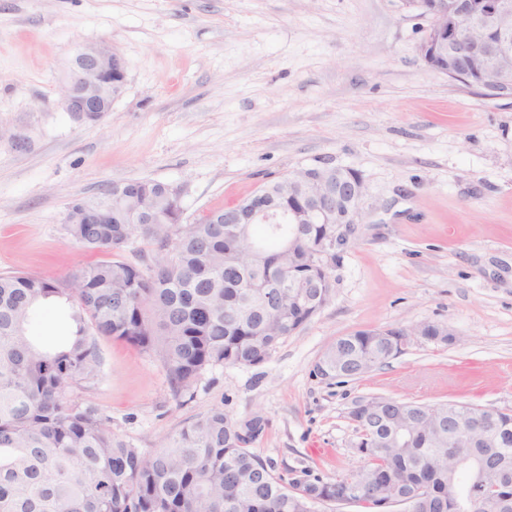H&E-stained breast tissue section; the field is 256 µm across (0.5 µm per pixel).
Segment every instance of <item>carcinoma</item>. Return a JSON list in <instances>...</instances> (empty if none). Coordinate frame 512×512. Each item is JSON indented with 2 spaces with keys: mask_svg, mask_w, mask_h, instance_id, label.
I'll return each instance as SVG.
<instances>
[{
  "mask_svg": "<svg viewBox=\"0 0 512 512\" xmlns=\"http://www.w3.org/2000/svg\"><path fill=\"white\" fill-rule=\"evenodd\" d=\"M97 224H67L85 252L137 254L95 260L63 280L0 274V512H319L352 497L370 512L403 500L409 512H512V415L472 405H422L382 397L351 416L359 434L357 475L333 479L302 468L288 479L255 451L269 421H234L218 407L151 451L112 433L91 404L71 402L101 359L96 337L149 351L162 345L170 387L179 396L215 365L259 366L328 303L330 288H291L311 270L322 224L224 223L214 210L194 224L179 216L158 183L113 184L110 195L74 202ZM298 244L291 261L282 249ZM43 300L71 310L75 331L44 349L27 334ZM399 337L355 331L341 336L315 369L357 379L394 358ZM481 418L499 433L497 448L469 453L461 485L448 429Z\"/></svg>",
  "mask_w": 512,
  "mask_h": 512,
  "instance_id": "obj_1",
  "label": "carcinoma"
}]
</instances>
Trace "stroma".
Returning a JSON list of instances; mask_svg holds the SVG:
<instances>
[{
	"label": "stroma",
	"mask_w": 512,
	"mask_h": 512,
	"mask_svg": "<svg viewBox=\"0 0 512 512\" xmlns=\"http://www.w3.org/2000/svg\"><path fill=\"white\" fill-rule=\"evenodd\" d=\"M429 20L401 0H0V273L66 278L88 256L70 203L126 180L178 190L185 223L317 165L364 181L330 301L256 367L207 368L174 397L159 351L99 338L101 372L69 397L148 451L212 408L269 420L256 452L326 478L361 464L362 397L512 410V98L429 69ZM123 58L102 120L77 121L59 81L80 42ZM434 322L366 377L324 380L337 337ZM67 306L27 333L68 338Z\"/></svg>",
	"instance_id": "obj_1"
}]
</instances>
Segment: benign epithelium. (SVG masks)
Here are the masks:
<instances>
[{
	"label": "benign epithelium",
	"instance_id": "7a95c632",
	"mask_svg": "<svg viewBox=\"0 0 512 512\" xmlns=\"http://www.w3.org/2000/svg\"><path fill=\"white\" fill-rule=\"evenodd\" d=\"M430 19L419 44L425 65L488 94L512 97V0H403ZM123 59L107 42L76 45L60 81L63 107L75 120L99 121L124 91ZM364 182L341 171L307 169L255 192L243 208L224 214L226 224L284 220L327 224V238L344 234L360 216Z\"/></svg>",
	"mask_w": 512,
	"mask_h": 512
}]
</instances>
